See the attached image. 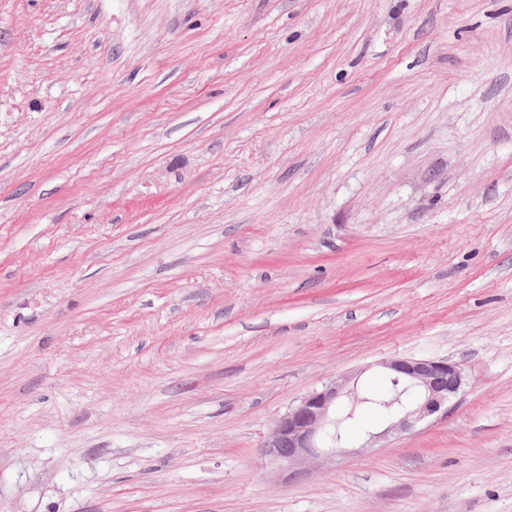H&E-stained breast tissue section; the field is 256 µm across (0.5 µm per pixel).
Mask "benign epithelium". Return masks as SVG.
Segmentation results:
<instances>
[{"label": "benign epithelium", "mask_w": 512, "mask_h": 512, "mask_svg": "<svg viewBox=\"0 0 512 512\" xmlns=\"http://www.w3.org/2000/svg\"><path fill=\"white\" fill-rule=\"evenodd\" d=\"M385 373L403 379L415 391L414 400L391 417L370 441L412 431L418 423L448 413V403L467 385L461 363L448 358H397L380 363ZM358 375H340L320 390L301 397L273 423L261 444V456L275 464L290 481L307 478L313 463L344 453L338 415L357 397Z\"/></svg>", "instance_id": "7a95c632"}]
</instances>
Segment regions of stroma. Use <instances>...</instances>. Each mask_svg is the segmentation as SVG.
I'll return each instance as SVG.
<instances>
[{"label":"stroma","instance_id":"obj_1","mask_svg":"<svg viewBox=\"0 0 512 512\" xmlns=\"http://www.w3.org/2000/svg\"><path fill=\"white\" fill-rule=\"evenodd\" d=\"M0 512H512V0H0ZM385 374L403 379L415 391L414 400L404 404L391 417L394 408L384 403L394 391L395 384L388 378V385L380 391L365 394L367 402L358 406L353 418L341 427V435L362 413V407L390 418V425L383 431L370 435V442L385 439L392 433L412 431L418 423L448 413V403L467 385V375L461 363L448 358H397L381 362ZM358 374L340 375L288 406L273 423L261 444V456L275 464L288 481L307 478L310 467L323 456L345 452L337 428L338 415L356 400ZM345 399V400H344Z\"/></svg>","mask_w":512,"mask_h":512}]
</instances>
